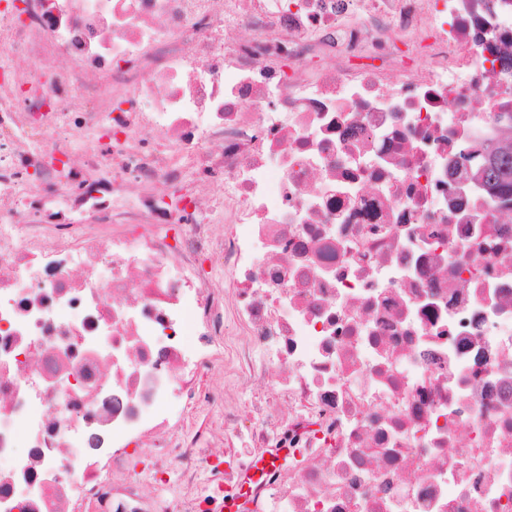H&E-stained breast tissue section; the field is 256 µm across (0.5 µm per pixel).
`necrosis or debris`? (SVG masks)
Wrapping results in <instances>:
<instances>
[{
    "label": "necrosis or debris",
    "instance_id": "obj_1",
    "mask_svg": "<svg viewBox=\"0 0 512 512\" xmlns=\"http://www.w3.org/2000/svg\"><path fill=\"white\" fill-rule=\"evenodd\" d=\"M23 3L0 512H200L282 448L244 512H512V196L460 158L512 112V0Z\"/></svg>",
    "mask_w": 512,
    "mask_h": 512
}]
</instances>
